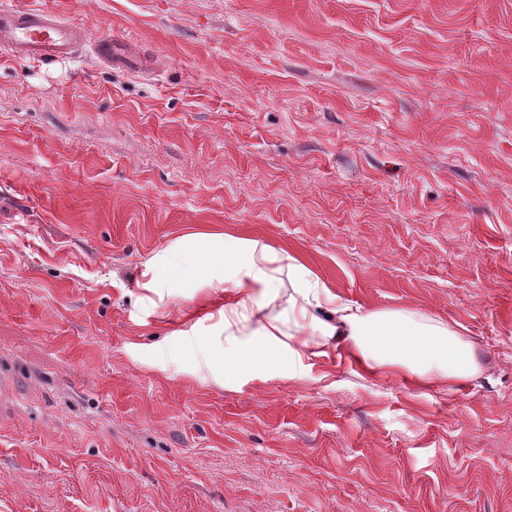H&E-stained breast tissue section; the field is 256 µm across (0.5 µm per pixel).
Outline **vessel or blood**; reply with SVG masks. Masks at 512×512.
Returning <instances> with one entry per match:
<instances>
[{"mask_svg":"<svg viewBox=\"0 0 512 512\" xmlns=\"http://www.w3.org/2000/svg\"><path fill=\"white\" fill-rule=\"evenodd\" d=\"M84 34L60 15L41 9L0 6V53L41 64L72 59ZM93 52L106 65L133 72H143L141 57L131 44L115 37L93 41Z\"/></svg>","mask_w":512,"mask_h":512,"instance_id":"obj_1","label":"vessel or blood"}]
</instances>
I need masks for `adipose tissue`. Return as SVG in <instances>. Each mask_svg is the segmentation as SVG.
Wrapping results in <instances>:
<instances>
[{"label": "adipose tissue", "instance_id": "1", "mask_svg": "<svg viewBox=\"0 0 512 512\" xmlns=\"http://www.w3.org/2000/svg\"><path fill=\"white\" fill-rule=\"evenodd\" d=\"M140 288L174 304L200 298L179 333L205 353L214 373L262 379L292 362L348 353L367 372L391 366L410 378L452 387L480 372L472 342L441 322L405 311H365L343 299L288 252L221 232L186 233L142 264ZM291 291L281 297L282 279ZM283 311H273L277 299Z\"/></svg>", "mask_w": 512, "mask_h": 512}]
</instances>
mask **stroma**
<instances>
[{
    "label": "stroma",
    "mask_w": 512,
    "mask_h": 512,
    "mask_svg": "<svg viewBox=\"0 0 512 512\" xmlns=\"http://www.w3.org/2000/svg\"><path fill=\"white\" fill-rule=\"evenodd\" d=\"M6 2L157 75L0 55V512H512V0ZM216 230L481 372L218 383L137 286Z\"/></svg>",
    "instance_id": "obj_1"
}]
</instances>
